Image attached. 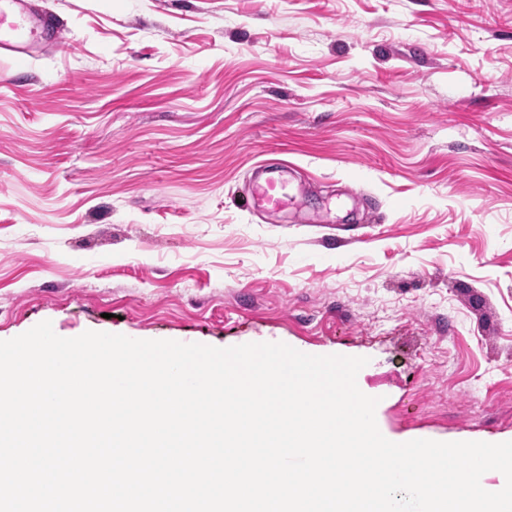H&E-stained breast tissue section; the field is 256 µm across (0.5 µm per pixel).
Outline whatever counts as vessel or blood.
Returning <instances> with one entry per match:
<instances>
[{
    "label": "vessel or blood",
    "instance_id": "1",
    "mask_svg": "<svg viewBox=\"0 0 512 512\" xmlns=\"http://www.w3.org/2000/svg\"><path fill=\"white\" fill-rule=\"evenodd\" d=\"M59 16L38 9L33 0H0V54L18 60L39 56L60 38ZM242 207L253 213L287 210L288 180L283 166L268 161L257 166L239 189Z\"/></svg>",
    "mask_w": 512,
    "mask_h": 512
}]
</instances>
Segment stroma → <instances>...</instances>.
Returning a JSON list of instances; mask_svg holds the SVG:
<instances>
[{
	"instance_id": "obj_1",
	"label": "stroma",
	"mask_w": 512,
	"mask_h": 512,
	"mask_svg": "<svg viewBox=\"0 0 512 512\" xmlns=\"http://www.w3.org/2000/svg\"><path fill=\"white\" fill-rule=\"evenodd\" d=\"M42 2L63 40L0 56V341L364 357L390 440L512 439V0ZM267 159L308 223L237 207Z\"/></svg>"
}]
</instances>
